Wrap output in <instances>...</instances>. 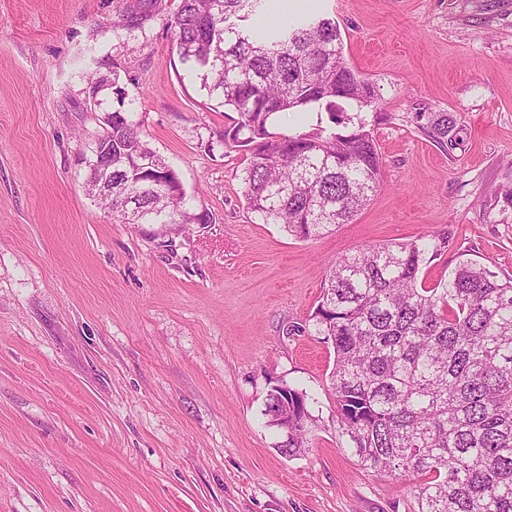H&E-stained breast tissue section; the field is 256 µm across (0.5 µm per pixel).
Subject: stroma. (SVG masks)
<instances>
[{
    "mask_svg": "<svg viewBox=\"0 0 512 512\" xmlns=\"http://www.w3.org/2000/svg\"><path fill=\"white\" fill-rule=\"evenodd\" d=\"M340 26L376 86L383 188L301 240L247 210L239 152L175 51L179 0L139 27L122 0H0V512H417L412 479L361 468L329 385L334 352L284 326L330 265L423 235L512 275V0H280ZM119 81L126 109L208 224H126L85 190L88 144ZM445 112L455 141L418 126ZM307 391L305 450L278 452L268 390Z\"/></svg>",
    "mask_w": 512,
    "mask_h": 512,
    "instance_id": "35a3bbf8",
    "label": "stroma"
}]
</instances>
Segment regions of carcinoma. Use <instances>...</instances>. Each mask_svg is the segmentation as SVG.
Returning a JSON list of instances; mask_svg holds the SVG:
<instances>
[{"instance_id": "carcinoma-1", "label": "carcinoma", "mask_w": 512, "mask_h": 512, "mask_svg": "<svg viewBox=\"0 0 512 512\" xmlns=\"http://www.w3.org/2000/svg\"><path fill=\"white\" fill-rule=\"evenodd\" d=\"M264 0H179L176 52L218 105L237 114L220 135L227 152L246 156L243 197L264 224L316 239L361 211L382 178V161L363 110L367 98L344 55L336 21L317 14L254 35ZM146 0H123L128 27ZM112 183L91 174L87 188L128 224H209L193 210L176 171L124 109L112 82ZM323 108L330 125L285 133L281 113ZM440 142L454 124L445 112H417ZM446 240L394 242L346 255L329 268L311 320L288 336L315 330L332 342L330 373L342 435L357 464L380 474L423 478L418 512H512V278L462 261L432 286L420 279ZM307 392L287 384L268 391L263 415L288 419L293 456L305 447Z\"/></svg>"}]
</instances>
